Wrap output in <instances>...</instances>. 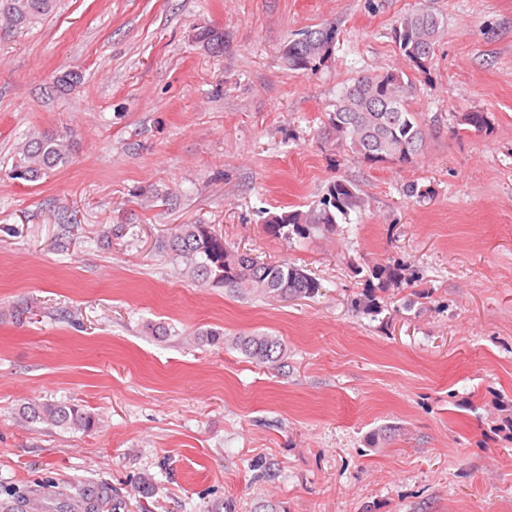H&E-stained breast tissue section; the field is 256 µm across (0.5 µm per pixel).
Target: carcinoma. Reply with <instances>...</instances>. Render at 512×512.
I'll return each mask as SVG.
<instances>
[{
  "instance_id": "cac0c4a2",
  "label": "carcinoma",
  "mask_w": 512,
  "mask_h": 512,
  "mask_svg": "<svg viewBox=\"0 0 512 512\" xmlns=\"http://www.w3.org/2000/svg\"><path fill=\"white\" fill-rule=\"evenodd\" d=\"M57 0H0V22L22 30L52 14ZM442 29L439 16L417 10L399 18L394 41L409 67L427 73ZM336 29L331 25L308 28L283 46L282 57L291 69L313 68L331 51ZM412 80L402 70L391 69L361 75L343 86L330 128L349 154L369 163L409 162L423 151L426 131L409 103ZM465 130L489 132L492 124L484 112H469L459 119ZM72 143L62 133L32 131L22 141L7 176L16 181L37 182L69 165ZM364 206L357 189L344 179L332 181L319 202L306 210L273 213L264 221L265 232L274 237L295 235L306 239L315 232L333 233L339 221ZM165 247L185 263L192 278L204 286L224 287L255 297L282 298L311 294L317 282L305 270L288 262L270 263L239 250L207 224H181ZM368 288L355 305L367 315L383 311L382 294L419 280V273L401 261L357 266ZM211 342H228L259 365L283 363L288 346L269 333L222 338L219 331L205 333ZM20 419L64 430H90L95 416L66 402L31 401L19 408ZM121 502L112 498L106 481L78 482L59 493L32 491L0 499V512H116Z\"/></svg>"
}]
</instances>
